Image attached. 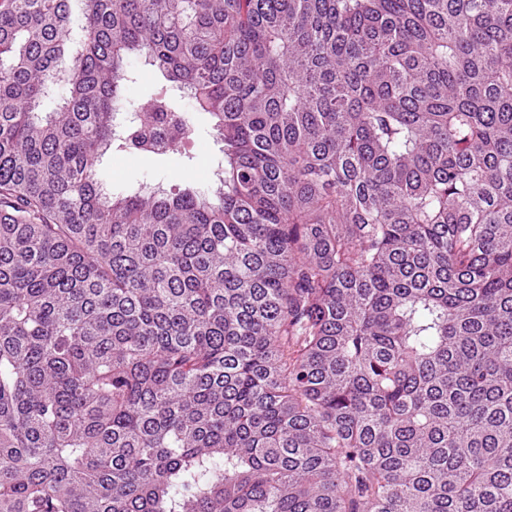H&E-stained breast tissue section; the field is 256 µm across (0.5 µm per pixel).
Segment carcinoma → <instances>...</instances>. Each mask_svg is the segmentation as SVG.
<instances>
[{
	"instance_id": "1",
	"label": "carcinoma",
	"mask_w": 512,
	"mask_h": 512,
	"mask_svg": "<svg viewBox=\"0 0 512 512\" xmlns=\"http://www.w3.org/2000/svg\"><path fill=\"white\" fill-rule=\"evenodd\" d=\"M0 512H512V0H0ZM148 69L150 67L145 65L144 59L131 60L128 68L130 79L126 86V101L121 112H133L147 101L148 90L156 83L153 72L147 76H141V72ZM219 148L207 119L197 115L194 133L182 147V152L167 157H145L112 150L102 158L98 170L113 193L140 184L192 182L205 186L220 156Z\"/></svg>"
}]
</instances>
